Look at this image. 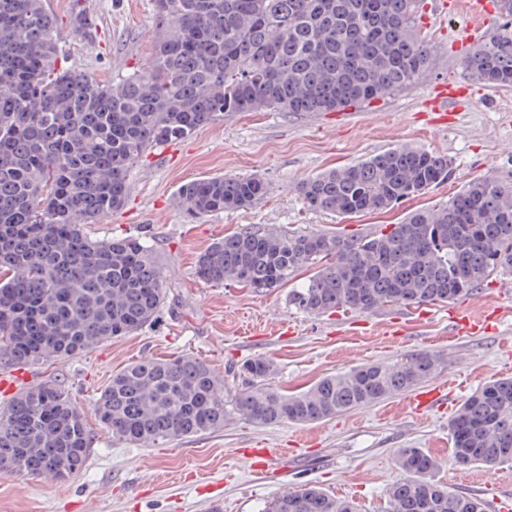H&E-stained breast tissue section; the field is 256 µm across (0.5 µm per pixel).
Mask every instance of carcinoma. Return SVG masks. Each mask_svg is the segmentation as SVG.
<instances>
[{
    "instance_id": "carcinoma-1",
    "label": "carcinoma",
    "mask_w": 512,
    "mask_h": 512,
    "mask_svg": "<svg viewBox=\"0 0 512 512\" xmlns=\"http://www.w3.org/2000/svg\"><path fill=\"white\" fill-rule=\"evenodd\" d=\"M423 0H155L151 61L103 84L57 68V28L45 0H0V364L66 361L156 320L166 289L141 237L96 239L84 225L121 209L133 164L153 147L191 136L226 112H339L402 91L430 72L419 35ZM488 85L512 86V20L495 23L464 58ZM451 163L398 144L358 164L302 180L310 211L353 215L389 209L448 180ZM259 175H220L181 185L190 219L248 207L267 192ZM302 312H368L454 302L494 274H512V185L485 178L447 204L422 208L369 238L248 226L218 239L196 262L198 278L278 288ZM429 352L326 375L288 395L263 356L237 367L233 396L203 360L147 359L112 375L95 412L112 435L139 445L224 428L313 424L399 395L426 381ZM455 464H512V377L476 389L453 417ZM91 448L83 412L55 382L0 407V471L65 480ZM407 475L388 491L389 512H486L480 498L434 479L441 462L399 448ZM264 512H357L316 486L289 489Z\"/></svg>"
}]
</instances>
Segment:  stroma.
<instances>
[{
  "instance_id": "stroma-1",
  "label": "stroma",
  "mask_w": 512,
  "mask_h": 512,
  "mask_svg": "<svg viewBox=\"0 0 512 512\" xmlns=\"http://www.w3.org/2000/svg\"><path fill=\"white\" fill-rule=\"evenodd\" d=\"M46 7L57 22L60 66L109 83L144 68L153 56L155 0H46ZM449 29L438 16L422 23L434 68L390 98L341 112H230L189 138L152 148L132 167L124 206L85 230L98 239L146 236L164 277L165 305L155 322L131 335L107 339L64 362L29 365L33 383L58 382L83 410L91 452L86 466L63 481L0 471V512H262L272 498L305 484L352 500L358 512H388L387 490L405 477L395 463L399 448L440 457L437 480L481 497L488 512H501L503 502L512 508V465L458 468L450 444V421L471 389L512 375V291L505 289L506 277H494L477 291L479 311L500 313L497 329L452 336L444 303L431 305L423 320L403 305L317 315L289 307L287 288L255 293L210 284L196 274L199 255L245 225L371 236L413 209L447 203L471 180L512 183V87L473 81L463 67L464 51L448 49ZM445 80L471 86L473 97L453 103L447 125L439 126L423 102ZM401 143L448 157L451 178L374 213L314 212L300 199L296 186L303 179ZM254 173L265 179L268 192L248 208L191 222L174 203L177 189L189 181ZM248 323L288 332L239 338V328ZM421 351L439 359L425 388L449 385L447 404L426 415L411 412L403 393L311 425L261 427L236 418L216 432L143 447L112 436L93 409L113 373L143 359L201 358L230 395L242 385L238 365L257 356L273 358V384L295 392L328 374ZM256 444L295 447L287 475H252L238 451ZM489 480L494 488H486Z\"/></svg>"
}]
</instances>
